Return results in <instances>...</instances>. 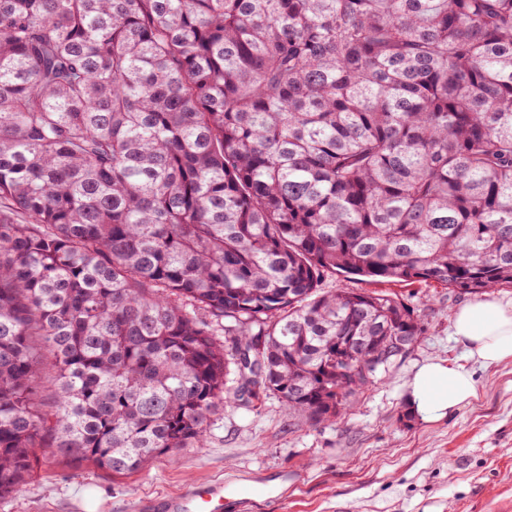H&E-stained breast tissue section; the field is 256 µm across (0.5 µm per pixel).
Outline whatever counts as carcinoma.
<instances>
[{
    "mask_svg": "<svg viewBox=\"0 0 512 512\" xmlns=\"http://www.w3.org/2000/svg\"><path fill=\"white\" fill-rule=\"evenodd\" d=\"M336 274L512 287V0H0V499L335 423L423 333Z\"/></svg>",
    "mask_w": 512,
    "mask_h": 512,
    "instance_id": "cac0c4a2",
    "label": "carcinoma"
}]
</instances>
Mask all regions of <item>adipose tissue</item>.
I'll list each match as a JSON object with an SVG mask.
<instances>
[{"label":"adipose tissue","instance_id":"1","mask_svg":"<svg viewBox=\"0 0 512 512\" xmlns=\"http://www.w3.org/2000/svg\"><path fill=\"white\" fill-rule=\"evenodd\" d=\"M450 325L470 357L489 367L512 364V301L485 295L452 311ZM407 394L412 413L432 423L476 400L478 385L464 366L433 360L417 369Z\"/></svg>","mask_w":512,"mask_h":512}]
</instances>
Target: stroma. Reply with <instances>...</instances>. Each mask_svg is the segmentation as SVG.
Instances as JSON below:
<instances>
[{
    "label": "stroma",
    "mask_w": 512,
    "mask_h": 512,
    "mask_svg": "<svg viewBox=\"0 0 512 512\" xmlns=\"http://www.w3.org/2000/svg\"><path fill=\"white\" fill-rule=\"evenodd\" d=\"M413 308L424 333L386 378L354 398L333 425L290 418L281 403L225 406L208 447L183 448L179 463L151 462L116 476L90 464L54 460L0 512H132L135 501L171 496L202 481L279 475L284 496L229 512H512V365L482 366L449 326L470 297L443 287L386 283ZM430 360H453L473 372L480 395L448 417L414 416L406 384Z\"/></svg>",
    "instance_id": "1"
}]
</instances>
